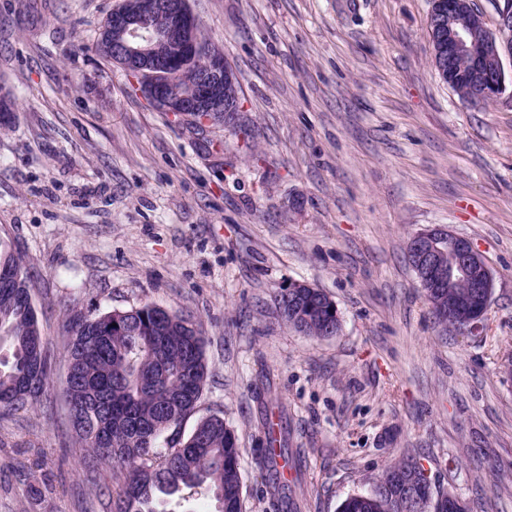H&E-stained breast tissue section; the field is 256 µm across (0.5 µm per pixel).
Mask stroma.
Wrapping results in <instances>:
<instances>
[{
  "mask_svg": "<svg viewBox=\"0 0 512 512\" xmlns=\"http://www.w3.org/2000/svg\"><path fill=\"white\" fill-rule=\"evenodd\" d=\"M118 0H0V236L33 277L52 354L43 401L0 416V512H112L117 465L82 464L65 398L67 308L193 315L243 512H336L402 457L474 512H512V60L475 106L432 62L430 0H189L241 86L237 131L151 106L87 51ZM470 239L487 326L443 332L416 233ZM303 281L336 335L281 317ZM275 429L280 462L269 457ZM317 291V288H314L307 283L292 282L288 285V287H286L284 293H291L300 305H303L301 300L306 301V308L308 310H310L315 305V302L321 301V308L327 310L330 315H334L336 317V327H338V330L336 331L337 334L340 330L341 323L336 304L325 293L323 294L325 295L326 299L318 297Z\"/></svg>",
  "mask_w": 512,
  "mask_h": 512,
  "instance_id": "35a3bbf8",
  "label": "stroma"
}]
</instances>
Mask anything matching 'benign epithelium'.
Wrapping results in <instances>:
<instances>
[{
  "label": "benign epithelium",
  "instance_id": "benign-epithelium-1",
  "mask_svg": "<svg viewBox=\"0 0 512 512\" xmlns=\"http://www.w3.org/2000/svg\"><path fill=\"white\" fill-rule=\"evenodd\" d=\"M473 10V0H431L429 39L432 49L448 68L440 69L452 82L464 80L474 92V101L484 103L506 89L503 58L512 59V5L498 10L497 32L489 31L481 15L477 25L461 22V16ZM164 20L159 34H142L144 23ZM198 20L189 0H126L112 8V25L102 27L97 36H112V61L126 73L136 76L152 103L163 112L183 115L198 112H225L236 109L233 96L237 80L222 54H207L201 63L196 84L187 93L171 92L170 77L187 58L200 54L197 39ZM411 267L423 288L441 294L453 287L455 277L467 281L466 295L448 300V319L456 321L455 334L476 336L484 329L494 275L487 260L472 242L446 228L428 229L415 234L410 242ZM285 293L306 308L322 302L321 308L339 316L336 304L318 297L317 289L304 282H292ZM415 476L402 466L388 468L382 487H410ZM436 512H462L464 504L453 496H439Z\"/></svg>",
  "mask_w": 512,
  "mask_h": 512
}]
</instances>
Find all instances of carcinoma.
Instances as JSON below:
<instances>
[{
  "label": "carcinoma",
  "instance_id": "cac0c4a2",
  "mask_svg": "<svg viewBox=\"0 0 512 512\" xmlns=\"http://www.w3.org/2000/svg\"><path fill=\"white\" fill-rule=\"evenodd\" d=\"M199 63L173 78V90L193 84ZM0 265L11 281L0 283V412L34 406L47 386L50 354L32 299L33 281L22 259L0 238ZM291 326L306 336H326L327 319L305 312ZM65 354L72 369L66 401L75 411L72 437L88 449L89 469L103 460L131 464L113 512H158L166 499L203 488L214 512H242L240 448L229 441L224 418L197 423L199 432L175 439L200 400L207 378L204 338L194 321L153 304L107 312L72 308L66 315ZM427 493L411 503L392 489L344 499L337 512H431Z\"/></svg>",
  "mask_w": 512,
  "mask_h": 512
}]
</instances>
